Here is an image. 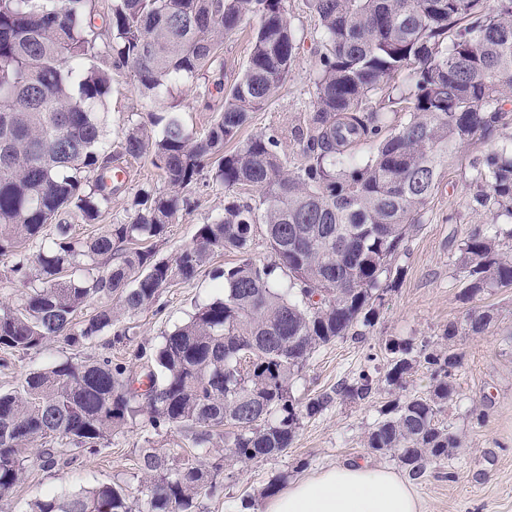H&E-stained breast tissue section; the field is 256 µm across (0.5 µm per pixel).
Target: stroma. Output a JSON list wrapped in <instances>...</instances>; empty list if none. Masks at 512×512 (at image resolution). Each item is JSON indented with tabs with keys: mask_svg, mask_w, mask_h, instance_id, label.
I'll return each mask as SVG.
<instances>
[{
	"mask_svg": "<svg viewBox=\"0 0 512 512\" xmlns=\"http://www.w3.org/2000/svg\"><path fill=\"white\" fill-rule=\"evenodd\" d=\"M285 6L300 45L299 54L267 105L251 113L241 136L246 139L260 132L277 133L281 157L292 170L303 158L291 131L312 109L320 37L318 17L307 0H285ZM256 25V18L249 16L235 32L225 35L221 50L225 84H233L245 65ZM175 96L183 123L197 133L208 128L221 105L217 97L199 96L191 84L181 87ZM108 106V141H115L119 124L150 120L130 71L116 76ZM483 149L478 143L459 150L449 163L420 223L411 225L407 232L392 264L389 289L365 338L347 336L318 348L293 385L295 399L303 401L332 392L338 384L353 382L365 370L374 379L371 396L363 401L337 398L322 413L302 418L291 447L281 455L238 462L226 452L222 439H215L201 462L207 470H220L221 475L216 488L199 491L197 512H238L245 503L250 512H264L268 498L262 490L271 480L277 478L286 485L347 461L396 468L391 456L365 448V436L393 401L430 395L433 368L425 358L447 350L459 353L461 364L454 376L457 393L439 419L460 438L462 446L448 460L428 467L413 487L425 512H512V288H493L468 302L460 297L461 242L471 227L492 220L474 200L477 188L469 168L471 154ZM117 164L125 170L126 178L112 198L111 213L96 224L74 225V234H107L111 225L127 221L137 189L164 186L149 159L126 157ZM189 197L191 207L179 212L157 242L158 257L173 258L193 243L199 225L224 213V189L209 176H202L191 187ZM237 258L233 251L213 255L192 279L173 281L160 291L153 305L122 315L115 330L82 347H72L59 336L25 354L0 351V391L10 390L29 373L66 359L94 362L109 356L140 371L165 336L186 322L197 306L223 297L219 273ZM473 309L493 315L484 333L474 334L466 327V316ZM452 325L458 333L450 339L446 332ZM118 330L124 333L119 341L114 338ZM392 343L410 344L414 359L412 370L398 386L385 380ZM41 448L37 441L22 448L25 478L10 491L0 493V512H28L34 500L113 482L121 483L136 503L146 496L139 470L142 449H155L171 464L195 450L187 433L153 428L144 417L113 433L111 443L97 453L63 446L67 462L52 469L42 468Z\"/></svg>",
	"mask_w": 512,
	"mask_h": 512,
	"instance_id": "obj_1",
	"label": "stroma"
}]
</instances>
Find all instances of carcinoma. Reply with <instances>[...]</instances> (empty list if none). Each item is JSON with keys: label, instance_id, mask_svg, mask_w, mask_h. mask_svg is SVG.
Listing matches in <instances>:
<instances>
[{"label": "carcinoma", "instance_id": "cac0c4a2", "mask_svg": "<svg viewBox=\"0 0 512 512\" xmlns=\"http://www.w3.org/2000/svg\"><path fill=\"white\" fill-rule=\"evenodd\" d=\"M320 22L323 52L313 109L292 131L304 163L286 169L274 132L239 141L250 113L262 109L295 61L298 45L284 0H112L99 60L93 36L95 0H0V262L9 277L39 284L20 302L0 306V349L27 353L62 336L82 345L112 329L118 317L152 305L173 280H189L210 256L239 254L220 272L224 295L196 308L165 337L151 366L134 373L105 357L64 360L0 393V491L22 479L20 448L49 447L42 465L58 464L61 438L96 453L140 415L150 424L193 436L200 451L229 429L232 457L254 461L285 452L300 416L321 413L334 396L364 400L370 373L297 404L292 387L316 348L374 325L376 303L408 225L417 224L448 162L462 147L512 126V0H309ZM258 19L249 57L224 103L198 135L175 115L174 89L203 78L223 35L246 16ZM131 71L145 104L164 109L156 135L129 122L117 132L119 154L148 158L167 186L135 193L129 220L106 235L71 234L74 216L95 224L112 208V151L106 146V100L114 74ZM405 76L408 121L383 135L373 96ZM372 146L354 162L352 147ZM476 203L493 223L461 243L466 272L461 297L512 288V239L498 219H512V144L470 161ZM224 186L223 216L199 225L195 241L161 259L150 242L164 237L189 205L183 192L203 171ZM250 186L254 204L232 192ZM265 226L272 254L248 246ZM289 285H275L276 271ZM81 324L74 315L92 302ZM488 311L468 313L470 331L490 325ZM394 354L386 380L400 385L411 349ZM436 366L430 397L398 400L365 437L410 477L451 456L460 438L440 423L456 395L458 355L428 357ZM140 470L150 481L133 510L119 484H100L31 503L30 512H196L198 491L214 475L187 459L168 467L149 448Z\"/></svg>", "mask_w": 512, "mask_h": 512}]
</instances>
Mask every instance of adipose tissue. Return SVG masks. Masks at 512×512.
<instances>
[{
  "label": "adipose tissue",
  "instance_id": "adipose-tissue-1",
  "mask_svg": "<svg viewBox=\"0 0 512 512\" xmlns=\"http://www.w3.org/2000/svg\"><path fill=\"white\" fill-rule=\"evenodd\" d=\"M266 512H423V505L395 471L351 462L291 484Z\"/></svg>",
  "mask_w": 512,
  "mask_h": 512
}]
</instances>
